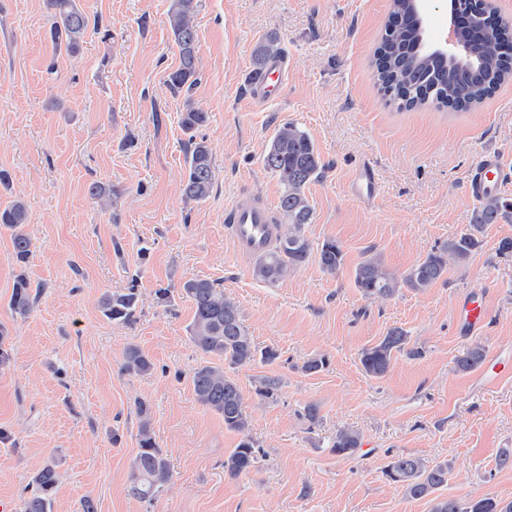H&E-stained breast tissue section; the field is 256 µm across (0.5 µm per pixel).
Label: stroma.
I'll return each instance as SVG.
<instances>
[{
    "mask_svg": "<svg viewBox=\"0 0 512 512\" xmlns=\"http://www.w3.org/2000/svg\"><path fill=\"white\" fill-rule=\"evenodd\" d=\"M109 30L87 33L73 56L55 53L46 0H0V169L21 198L33 242L26 268L0 230V324L10 360L0 366V502L21 504L33 472L54 460L60 481L53 512H431L385 480L394 455L451 465L439 497L488 496L512 502V469L497 465L512 448V377L483 386L454 359L474 342L512 352V259L496 254L512 222L487 225L461 267L422 292L380 302L355 287V266L370 255L404 272L471 229L478 201L469 176L482 154H497L501 195L512 199V78L467 111L441 105L401 108L374 77V52L392 0H196L200 81L191 92L166 84L178 65L170 35L172 0H80ZM276 35L287 76L278 99L247 98L255 44ZM208 120L198 134L212 150L210 197L186 201L187 105ZM292 122L313 141L324 173L306 194L312 247L337 240L345 262L324 272L317 258L269 284L253 275L225 222L235 205L277 207L281 186L262 163L276 129ZM370 169L374 192L352 190ZM112 188L100 207L87 194ZM40 292L32 311L10 306L18 272ZM213 281L238 304L258 347L278 350L272 365L238 371L251 436L252 472L231 478L224 457L238 444L223 419L201 406L191 376L203 362L187 332L192 304L185 280ZM137 288L129 324L101 312L104 295ZM170 289L173 306L159 301ZM483 297L488 320L469 337L458 327L464 298ZM393 327L422 346L380 378L365 374L363 349ZM135 346L153 370H123ZM325 359L315 374L302 370ZM280 378L275 397L257 390ZM150 407L149 421L137 401ZM316 405L318 422L305 416ZM164 451L172 479L152 503L127 491L141 423ZM349 426L362 435L350 457L332 440Z\"/></svg>",
    "mask_w": 512,
    "mask_h": 512,
    "instance_id": "35a3bbf8",
    "label": "stroma"
}]
</instances>
